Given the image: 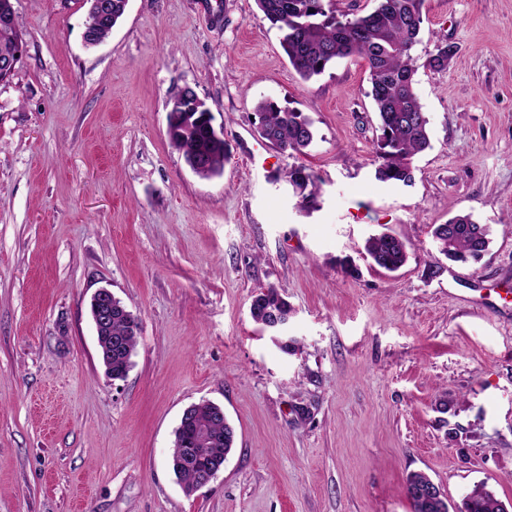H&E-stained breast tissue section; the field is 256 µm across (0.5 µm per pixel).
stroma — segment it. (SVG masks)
Instances as JSON below:
<instances>
[{
	"label": "stroma",
	"instance_id": "35a3bbf8",
	"mask_svg": "<svg viewBox=\"0 0 512 512\" xmlns=\"http://www.w3.org/2000/svg\"><path fill=\"white\" fill-rule=\"evenodd\" d=\"M25 52L0 83V512H412L428 474L460 512L475 485L512 503V0H425L415 90L431 147L413 182L376 179L369 70L303 80L255 0H129L86 47L84 0H12ZM448 47L444 69L428 65ZM192 87L223 128L204 179L167 135ZM271 99L317 135L290 156L255 131ZM309 168L306 206L287 181ZM489 225L480 261L431 227ZM404 241L406 264L364 244ZM108 287L142 334L124 380L88 304ZM293 311L283 352L250 316ZM236 431L186 494L169 460L184 409ZM364 249L375 266L387 271L400 269L408 259L404 242L387 233L368 238ZM291 309L275 287H269L253 296L250 313L253 320L269 329H278L277 323L288 320Z\"/></svg>",
	"mask_w": 512,
	"mask_h": 512
}]
</instances>
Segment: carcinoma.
Here are the masks:
<instances>
[{"mask_svg":"<svg viewBox=\"0 0 512 512\" xmlns=\"http://www.w3.org/2000/svg\"><path fill=\"white\" fill-rule=\"evenodd\" d=\"M112 14L87 11L90 41L99 43L112 32L123 16V0H108ZM425 0H377L376 8L349 16L336 9V0H256L263 18L280 32V45L299 76L308 81L322 75L336 61L359 56L368 65L370 90L378 115L375 177L381 182L409 186L414 158L430 147L429 119L415 91L417 68L412 56L420 41ZM24 46L11 0H0V58L14 57ZM259 136L283 153L303 154L314 142L313 121L303 112L266 99L256 105ZM169 141L182 152L185 162L204 156L207 168L202 177L211 178L224 169L225 145L216 139L197 115L181 117L172 124ZM301 175L303 199L320 191L317 177L302 165L293 167ZM490 228L476 223L472 215L459 212L446 224L432 228L439 250L453 262L477 260L489 246ZM365 253L372 263L396 271L407 262L406 246L400 239L382 233L368 238ZM253 320L269 329L288 320L290 306L274 287L253 296ZM141 328L121 310L112 312V322L101 338L100 361L115 378H123L132 366ZM196 422L204 423L211 441L203 453L192 446L190 429L177 428L171 459L172 470L186 489L202 473L224 465L234 448L235 430L226 418L214 416L209 402L190 407ZM412 512H448L442 501L409 496ZM496 494L485 485L474 487L464 502V512H500Z\"/></svg>","mask_w":512,"mask_h":512,"instance_id":"carcinoma-1","label":"carcinoma"}]
</instances>
